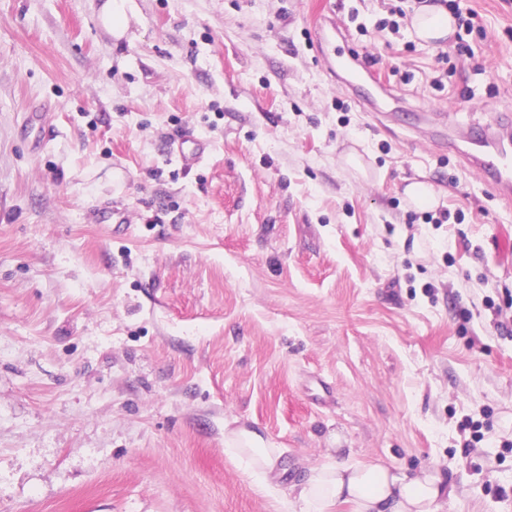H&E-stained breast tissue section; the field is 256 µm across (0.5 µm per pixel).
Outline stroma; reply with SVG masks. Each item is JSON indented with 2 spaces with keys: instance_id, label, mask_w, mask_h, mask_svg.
Returning <instances> with one entry per match:
<instances>
[{
  "instance_id": "35a3bbf8",
  "label": "stroma",
  "mask_w": 512,
  "mask_h": 512,
  "mask_svg": "<svg viewBox=\"0 0 512 512\" xmlns=\"http://www.w3.org/2000/svg\"><path fill=\"white\" fill-rule=\"evenodd\" d=\"M102 2L0 0V512H291L343 459L512 512V201L434 141L512 109V0L434 44L414 0H134L119 42ZM227 443L235 454L246 462L251 471L261 475L275 470L281 455L280 448L271 447L255 431H232Z\"/></svg>"
}]
</instances>
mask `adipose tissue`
Segmentation results:
<instances>
[{
  "instance_id": "1",
  "label": "adipose tissue",
  "mask_w": 512,
  "mask_h": 512,
  "mask_svg": "<svg viewBox=\"0 0 512 512\" xmlns=\"http://www.w3.org/2000/svg\"><path fill=\"white\" fill-rule=\"evenodd\" d=\"M454 19L443 6L429 0L413 15L411 28L421 40L448 37ZM227 443L248 468L257 474L275 470L281 452L258 433L231 432ZM294 512H334L349 505L351 512H441L455 495V488L441 471L427 469L418 474L393 471L375 464L325 465L292 487Z\"/></svg>"
}]
</instances>
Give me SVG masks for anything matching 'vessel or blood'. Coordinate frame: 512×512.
<instances>
[{
	"mask_svg": "<svg viewBox=\"0 0 512 512\" xmlns=\"http://www.w3.org/2000/svg\"><path fill=\"white\" fill-rule=\"evenodd\" d=\"M488 132L477 133L463 152L465 165L487 182L500 198L512 200V120L498 116Z\"/></svg>",
	"mask_w": 512,
	"mask_h": 512,
	"instance_id": "obj_1",
	"label": "vessel or blood"
}]
</instances>
